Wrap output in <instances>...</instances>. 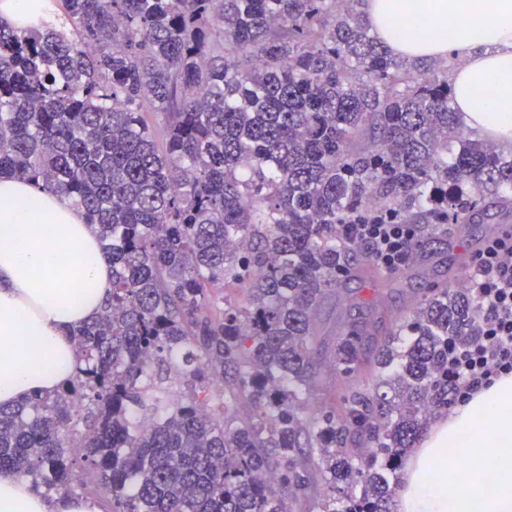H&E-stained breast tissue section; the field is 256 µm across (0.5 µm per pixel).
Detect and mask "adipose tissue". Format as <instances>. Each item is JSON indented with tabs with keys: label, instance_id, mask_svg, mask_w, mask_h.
<instances>
[{
	"label": "adipose tissue",
	"instance_id": "1",
	"mask_svg": "<svg viewBox=\"0 0 512 512\" xmlns=\"http://www.w3.org/2000/svg\"><path fill=\"white\" fill-rule=\"evenodd\" d=\"M400 15L421 23L398 29ZM365 21L393 54L456 60L449 83L465 123L512 145V0H369ZM111 290L112 267L83 212L1 176L0 405L66 385L78 360L70 332L99 314ZM452 449L462 464L449 462ZM0 512L98 510L2 476ZM397 512H512V374L460 399L412 451Z\"/></svg>",
	"mask_w": 512,
	"mask_h": 512
}]
</instances>
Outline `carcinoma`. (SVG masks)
<instances>
[{
    "mask_svg": "<svg viewBox=\"0 0 512 512\" xmlns=\"http://www.w3.org/2000/svg\"><path fill=\"white\" fill-rule=\"evenodd\" d=\"M59 2L62 25L0 21V176L84 211L112 295L69 386L0 406V476L67 495L81 463L112 512H297L318 483L319 512H391L478 298L437 285L388 331L347 323L336 406L311 410L322 304L391 284L336 225L509 217L512 151L364 0ZM172 374L178 399L148 393Z\"/></svg>",
    "mask_w": 512,
    "mask_h": 512,
    "instance_id": "1",
    "label": "carcinoma"
}]
</instances>
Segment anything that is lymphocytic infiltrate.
Here are the masks:
<instances>
[{
	"mask_svg": "<svg viewBox=\"0 0 512 512\" xmlns=\"http://www.w3.org/2000/svg\"><path fill=\"white\" fill-rule=\"evenodd\" d=\"M336 236L366 245L371 258L390 272L409 264L421 240L419 225L390 224L383 218L337 225ZM467 281L482 299L481 333L467 347L448 354V379L456 397L512 374V231L495 230L485 237Z\"/></svg>",
	"mask_w": 512,
	"mask_h": 512,
	"instance_id": "lymphocytic-infiltrate-1",
	"label": "lymphocytic infiltrate"
}]
</instances>
